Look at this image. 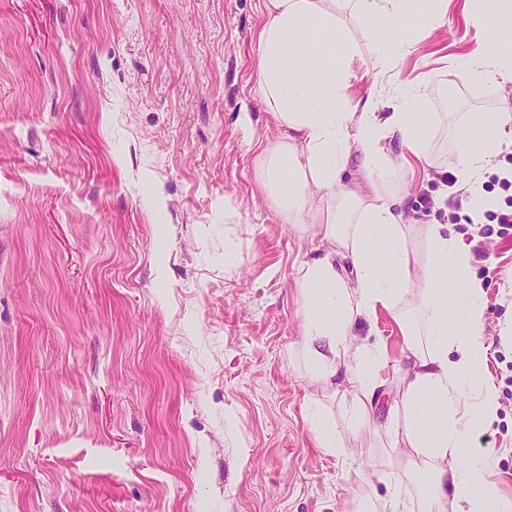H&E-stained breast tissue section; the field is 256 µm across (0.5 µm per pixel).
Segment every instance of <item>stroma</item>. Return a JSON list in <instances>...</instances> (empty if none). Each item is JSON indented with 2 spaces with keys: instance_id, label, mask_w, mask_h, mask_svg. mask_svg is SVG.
<instances>
[{
  "instance_id": "35a3bbf8",
  "label": "stroma",
  "mask_w": 512,
  "mask_h": 512,
  "mask_svg": "<svg viewBox=\"0 0 512 512\" xmlns=\"http://www.w3.org/2000/svg\"><path fill=\"white\" fill-rule=\"evenodd\" d=\"M484 0L383 68L346 12L352 90L416 89L439 120L431 165L402 173L405 216L450 224L486 290L499 418L470 451L512 496V227L472 224L460 131L512 101L459 61ZM264 0H0V512H354L402 451L353 429L343 383L311 381L295 286L310 230L260 193L280 131L256 81ZM389 351L377 425L403 376L389 312L359 317ZM317 396L345 440L315 445Z\"/></svg>"
}]
</instances>
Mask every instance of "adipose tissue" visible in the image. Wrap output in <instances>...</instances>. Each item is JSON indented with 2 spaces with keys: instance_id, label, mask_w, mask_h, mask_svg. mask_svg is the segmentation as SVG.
Masks as SVG:
<instances>
[{
  "instance_id": "adipose-tissue-1",
  "label": "adipose tissue",
  "mask_w": 512,
  "mask_h": 512,
  "mask_svg": "<svg viewBox=\"0 0 512 512\" xmlns=\"http://www.w3.org/2000/svg\"><path fill=\"white\" fill-rule=\"evenodd\" d=\"M474 24L490 32L472 56L480 80H512V0H488ZM257 36L256 79L280 137L259 162L258 185L287 224H306L324 242L322 255L303 261L295 284L301 300L300 352L312 381L342 377L356 422L371 425L374 399L387 380V352L360 343L358 317L391 313L408 362L391 407L386 437L406 455L373 476L387 479L389 498L363 497L357 512H512V498L490 479L488 456L464 455L476 432L497 418L496 384L487 371L485 290L469 244L444 224H409L397 189L402 162L384 142L426 160L434 116L412 90L390 86L397 105L380 113L375 90L350 105V75L336 61V10L344 8L363 36L385 25L389 44L376 42L384 61L407 53L418 30L430 28L446 0H265ZM512 149V107L459 137L456 155L464 186L479 210L495 159ZM371 189L362 196L361 185ZM347 263L342 275L339 263ZM418 493L403 496L404 481Z\"/></svg>"
}]
</instances>
